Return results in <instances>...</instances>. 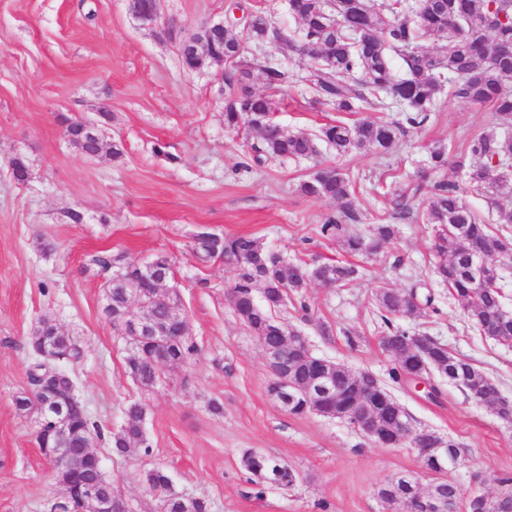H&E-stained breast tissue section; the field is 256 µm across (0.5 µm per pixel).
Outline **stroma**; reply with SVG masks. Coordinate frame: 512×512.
<instances>
[{"instance_id":"35a3bbf8","label":"stroma","mask_w":512,"mask_h":512,"mask_svg":"<svg viewBox=\"0 0 512 512\" xmlns=\"http://www.w3.org/2000/svg\"><path fill=\"white\" fill-rule=\"evenodd\" d=\"M228 3L162 0L161 18L191 33L222 20ZM250 55L278 62L288 74L274 95V119L287 132L313 136L336 121L337 112L317 103L304 81L307 57L285 43L254 45ZM102 110L110 115L104 136L120 157L82 156L64 134V120ZM490 123L488 109L443 93L429 119L407 128L386 154L340 160L324 146L311 158L258 167L246 160L252 133L224 123L221 67L186 71L177 42L140 28L126 0H0V512H51L62 496L36 441V414L14 406L15 395L29 388L27 370L38 359L30 337L44 320L76 344L77 355L60 366L103 434L95 450L130 512H159L144 482L152 468L167 471L177 490L206 499L210 512H389L377 495L387 479L432 482L413 448L377 445L340 419L291 415L269 397L260 345L228 299L234 271L191 252L204 230L254 236L306 267L356 264L359 275L346 286L310 283L305 307L281 311L282 321L317 356L371 372L415 429L453 439L461 457L447 481L497 493L499 478L512 477V424L447 380L435 379L434 399L393 381L375 300L383 288L431 291L434 307L425 317L400 316L397 324L440 338L512 399V347L481 335L437 281L433 226L416 216L393 219L394 190L428 148L440 143L458 156L468 136ZM17 156L29 163L23 182L12 175ZM336 162L352 176L356 195V217L342 234L392 222L400 229L375 256L348 254L338 238L323 236L322 219L334 203L298 190L319 166ZM71 209L82 223H67ZM103 251L125 263L158 254L175 261L197 352L151 390L128 373L126 341L103 312V279L92 263ZM134 402L146 407L152 451L118 458L109 438ZM214 402L222 413L212 412ZM248 450L287 462L302 482L257 489L241 465Z\"/></svg>"}]
</instances>
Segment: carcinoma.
Masks as SVG:
<instances>
[{
	"label": "carcinoma",
	"mask_w": 512,
	"mask_h": 512,
	"mask_svg": "<svg viewBox=\"0 0 512 512\" xmlns=\"http://www.w3.org/2000/svg\"><path fill=\"white\" fill-rule=\"evenodd\" d=\"M404 0H288V12L299 22V50L311 66L306 81L319 103L337 112L353 113L384 107L393 97L405 106L403 121L337 120L325 125L318 137L304 133H288L273 120L275 101L269 94L256 93L244 86L257 69L265 84L276 89L286 82L283 67L273 61L255 67L249 58L250 46L263 42L288 43V31L275 27L260 10L252 12L249 27L229 28L224 32H195L192 38L224 54V122L231 129L246 127L255 133L248 146L252 162L262 165L271 160H288L318 154L322 141L346 157L357 151L384 153L405 132V125L423 124L429 118L437 96L448 95L473 105L491 109L492 128L468 139L467 155L453 161L466 183L476 192L490 196L512 195V182L506 174L496 171L495 159L512 158V59L497 54V45L512 42V9L504 0H418L416 10L407 14ZM432 39L440 44L437 50H427L422 41ZM398 56L404 75L394 72L390 55ZM70 144L83 156L95 158L104 153L120 156V149L103 138L90 140L81 133L79 122L65 120ZM448 150L442 145L428 149L427 163L411 179L398 186L395 192L396 211L422 213L424 222L434 227L433 249L439 261L434 266L436 277L448 287L450 294L464 304L468 318L488 338L512 340V325L501 320V293L496 288H473L468 268L472 254L470 244L481 242L490 246L495 255L512 256V238L493 231L483 224L464 202L455 183L435 178L448 168ZM301 194L315 199L336 202L338 210L327 214L321 233L335 236L340 225L353 219L354 196L352 178L341 165L318 168L299 184ZM394 224H377L367 235H348L342 247L353 253L370 256L395 238ZM202 242L194 247L195 256L202 260L219 258L235 270V282L229 299L239 321L265 347L279 349L284 345L279 313L293 296L308 287L310 279L324 280L345 286L355 280L358 269L349 263H324L305 268L279 258L251 236H221L201 232ZM131 289L114 288L110 293L112 326L121 330L128 314L127 297ZM146 310L157 316H167L182 310L177 292L170 291L159 298L157 289H140ZM376 304L385 325L380 346L390 357V375L398 381L408 378L418 367L412 359L404 358L410 348L425 350L443 362L463 370L466 383L463 391L477 403L502 398L496 382L476 368L469 360L456 356L445 345L425 332L410 331L397 326L392 318L400 315L417 320L432 306V296L419 300L416 290L400 292L382 289ZM131 353L126 359L130 376L145 390L159 385L165 372L152 364L158 351L168 357L169 366L189 364L196 352L190 335L177 329L164 344L127 337ZM314 354L302 352L292 356L299 364L296 382L304 384L313 374ZM351 369L340 365L334 371L340 396L351 402L356 397L350 380ZM50 378L57 387L69 388L70 376L56 366L44 362L33 364L28 371L29 381L37 383ZM146 408L141 403L129 405L120 430L112 435L114 455L125 458L135 450L149 454L143 421ZM76 432L72 452L84 453L83 441L101 437L91 425L83 406L69 411ZM241 463L255 478V484H269L268 475L277 476L280 488H291V467L279 458L265 455L255 458L243 453ZM149 491L157 496L162 512H209L208 501L190 497V507L183 505L184 497L174 494L173 482L166 471L152 469L146 473ZM87 484L114 492L112 482L105 478L101 458L86 459L82 469L70 480V490L77 493ZM502 512H512V477L499 480ZM440 490L459 501L464 512H479L480 504L471 500L453 483L440 484Z\"/></svg>",
	"instance_id": "1"
}]
</instances>
